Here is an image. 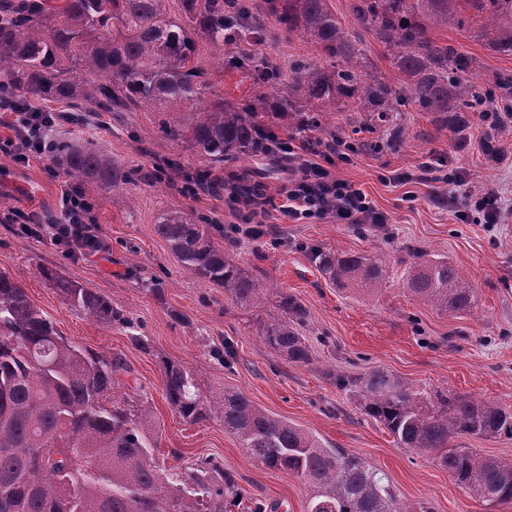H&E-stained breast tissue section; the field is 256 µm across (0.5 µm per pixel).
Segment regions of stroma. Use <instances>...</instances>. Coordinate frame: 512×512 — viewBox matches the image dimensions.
Segmentation results:
<instances>
[{"instance_id":"1","label":"stroma","mask_w":512,"mask_h":512,"mask_svg":"<svg viewBox=\"0 0 512 512\" xmlns=\"http://www.w3.org/2000/svg\"><path fill=\"white\" fill-rule=\"evenodd\" d=\"M351 0H329L343 28L363 43L368 58L386 76L393 68L386 48L353 15ZM438 39L461 46L481 68L512 70V57L491 52L456 29L436 30ZM280 65L296 58L319 61L307 40L273 33L258 48ZM154 112H102L93 136L98 147L122 165L151 174L150 182L127 186L131 207L113 205L112 192L85 186L93 216L108 253L68 258L48 238L21 232L12 214L21 209L53 213L58 202L56 165L31 157L14 162L0 152V272L16 278L31 303L56 324L73 345L103 356H119L130 369L115 385V395L141 396L153 410L156 457L177 469L202 459L222 464L253 496L279 503V512H306L307 487L294 475L265 467L242 447L217 418L186 422L166 401L164 364L192 370L201 393L234 389L270 414L317 435L324 443L348 449L387 474L401 499L428 512H512V501L489 506L455 484L433 453L399 447L380 423L363 414L330 376H358L375 369L427 389L484 399L512 411V222L460 221L454 206L440 203L441 183L388 182L393 170H416L430 158L444 168L468 173L472 184H496L512 201V165L487 166L481 148L488 125L473 117L464 142L433 131L426 113L406 109L398 122L403 140L376 151L360 149L338 172L360 188L388 222L357 230L330 220L293 224L269 210L265 234L238 237L237 261L259 280L276 283L307 310L302 334L313 362L291 363L269 350L259 336L266 307L242 308L223 289L186 271L155 224L167 209L216 215L236 223L224 204L239 178L276 194L287 181L288 162L277 157L244 156L213 166L184 143L164 139ZM177 168H166V159ZM365 253L384 249L387 284L374 296L337 288L312 262L309 247ZM420 247L448 258L475 288L474 305L454 319L412 299L403 291L407 250ZM56 269L84 287L107 296L122 310L127 325H106L67 302L44 277ZM233 350L230 363L217 361L215 349Z\"/></svg>"}]
</instances>
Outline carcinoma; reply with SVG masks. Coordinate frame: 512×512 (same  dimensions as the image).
<instances>
[{"instance_id": "cac0c4a2", "label": "carcinoma", "mask_w": 512, "mask_h": 512, "mask_svg": "<svg viewBox=\"0 0 512 512\" xmlns=\"http://www.w3.org/2000/svg\"><path fill=\"white\" fill-rule=\"evenodd\" d=\"M0 0V78L16 106L65 103L76 111L188 113L184 123L159 120L163 137L182 141L210 164L250 153L275 155L278 128L346 139L328 114L362 113L370 130L405 129L393 113L406 105L430 115L438 130L462 136L470 113L496 99L512 108V71L482 84L471 81L478 59L433 37L451 26L512 56V0H352L358 21L387 48L397 76L375 70L358 38L347 32L327 0ZM299 34L322 63L295 60L288 71L259 55L271 27ZM224 49L218 64L249 80L251 94L209 103L207 63L199 43ZM52 157L76 187L86 181L112 190L147 177L115 163L91 140L61 141ZM182 266L224 289L243 308L272 300L260 336L293 363H312L301 328L307 312L298 298L263 283L234 251L211 238L212 219L180 209L155 225ZM320 272L336 287L374 294L386 282L378 256L310 248ZM63 297L102 323H127L121 309L54 269L44 270ZM405 292L458 318L472 307L474 288L448 259L416 248L409 253ZM125 361L71 345L25 289L0 272V512H278L280 505L248 494L236 477L209 459L179 471L155 457L152 410L142 399L113 396ZM336 387L384 427L403 448L434 451L438 464L472 497L512 501V463L463 448L461 438L512 437V413L495 403L428 391L384 371L348 377ZM163 389L180 416L197 423L216 417L247 451L273 470L309 487L306 512H426L403 501L389 478L358 454L325 445L316 435L270 415L243 392L201 395L195 375L169 362Z\"/></svg>"}]
</instances>
